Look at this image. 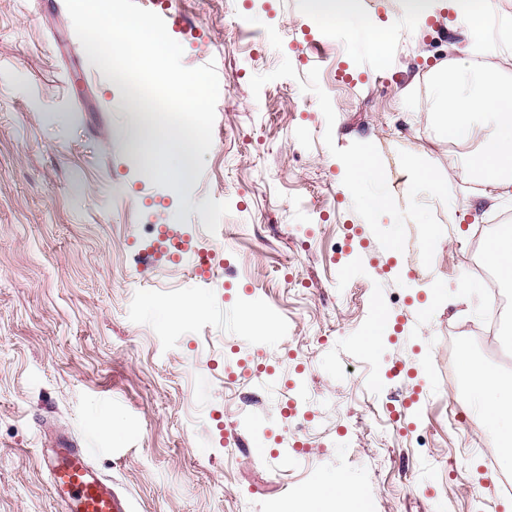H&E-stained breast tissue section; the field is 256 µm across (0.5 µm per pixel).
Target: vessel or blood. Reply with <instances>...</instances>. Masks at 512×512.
<instances>
[{"instance_id":"b4317fda","label":"vessel or blood","mask_w":512,"mask_h":512,"mask_svg":"<svg viewBox=\"0 0 512 512\" xmlns=\"http://www.w3.org/2000/svg\"><path fill=\"white\" fill-rule=\"evenodd\" d=\"M60 512H133L130 498L93 466L88 449L57 436L42 456Z\"/></svg>"}]
</instances>
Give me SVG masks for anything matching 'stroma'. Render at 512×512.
<instances>
[{"mask_svg":"<svg viewBox=\"0 0 512 512\" xmlns=\"http://www.w3.org/2000/svg\"><path fill=\"white\" fill-rule=\"evenodd\" d=\"M167 8L202 32L172 31L183 64L219 80L204 170L178 193L143 173L132 100L90 64L65 0H0V512H57L40 456L60 432L134 512H286L330 477L372 512L498 504L448 339L490 299L462 300L457 231L512 202L465 180L430 109L439 69L512 80V50L448 10L410 21L404 0H359L378 41L307 0ZM366 147L369 191L395 203L376 224L345 181ZM417 161L448 183L426 210L446 242L426 259ZM158 224L214 254V283L187 260L140 265ZM382 312L394 331L364 351Z\"/></svg>","mask_w":512,"mask_h":512,"instance_id":"35a3bbf8","label":"stroma"}]
</instances>
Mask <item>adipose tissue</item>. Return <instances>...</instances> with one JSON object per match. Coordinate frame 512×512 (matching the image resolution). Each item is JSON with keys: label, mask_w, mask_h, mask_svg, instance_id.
<instances>
[{"label": "adipose tissue", "mask_w": 512, "mask_h": 512, "mask_svg": "<svg viewBox=\"0 0 512 512\" xmlns=\"http://www.w3.org/2000/svg\"><path fill=\"white\" fill-rule=\"evenodd\" d=\"M432 112L441 132L461 147L460 162L469 181L483 186L488 199L512 197V81L489 70L449 68L436 88ZM378 172L375 157L366 149L349 163V186L355 193L367 195L366 211L372 217L391 207L387 193L365 192ZM461 367L469 376L478 423L496 434L500 464L511 470L512 378L477 371L466 356ZM329 495L342 500L343 512H369V504L360 494L338 482L307 492L304 502L290 505L288 512H320L321 501Z\"/></svg>", "instance_id": "adipose-tissue-1"}]
</instances>
